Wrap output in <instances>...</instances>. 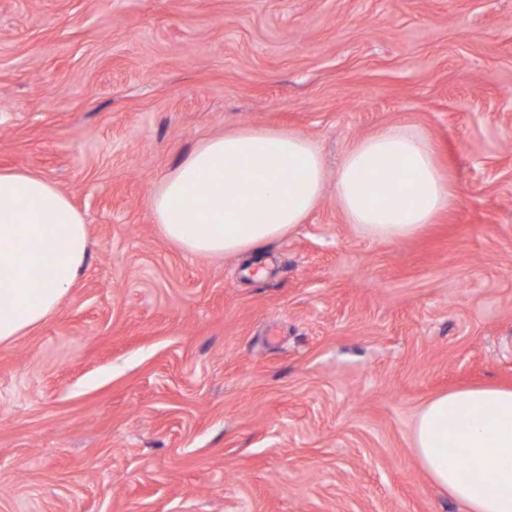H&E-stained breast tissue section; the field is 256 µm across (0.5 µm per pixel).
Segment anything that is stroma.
Returning a JSON list of instances; mask_svg holds the SVG:
<instances>
[{
    "instance_id": "stroma-1",
    "label": "stroma",
    "mask_w": 512,
    "mask_h": 512,
    "mask_svg": "<svg viewBox=\"0 0 512 512\" xmlns=\"http://www.w3.org/2000/svg\"><path fill=\"white\" fill-rule=\"evenodd\" d=\"M388 125L454 192L399 241L335 190ZM240 126L309 137L327 176L255 272L149 209ZM0 171L57 185L91 240L0 344V512H465L411 428L438 393L512 387V0H0Z\"/></svg>"
}]
</instances>
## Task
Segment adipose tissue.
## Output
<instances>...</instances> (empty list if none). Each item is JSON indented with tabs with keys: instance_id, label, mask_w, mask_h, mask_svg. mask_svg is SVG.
<instances>
[{
	"instance_id": "1",
	"label": "adipose tissue",
	"mask_w": 512,
	"mask_h": 512,
	"mask_svg": "<svg viewBox=\"0 0 512 512\" xmlns=\"http://www.w3.org/2000/svg\"><path fill=\"white\" fill-rule=\"evenodd\" d=\"M324 187L311 140L245 126L202 140L162 179L149 208L164 237L188 254L243 257L302 224ZM336 196L361 233L398 241L433 223L452 192L429 141L392 125L351 146ZM89 250L86 221L63 191L36 175L0 172V343L58 308ZM37 262L46 278L31 276ZM412 445L431 483L467 512H512V388L430 398L415 416ZM475 469L486 482L473 479Z\"/></svg>"
}]
</instances>
